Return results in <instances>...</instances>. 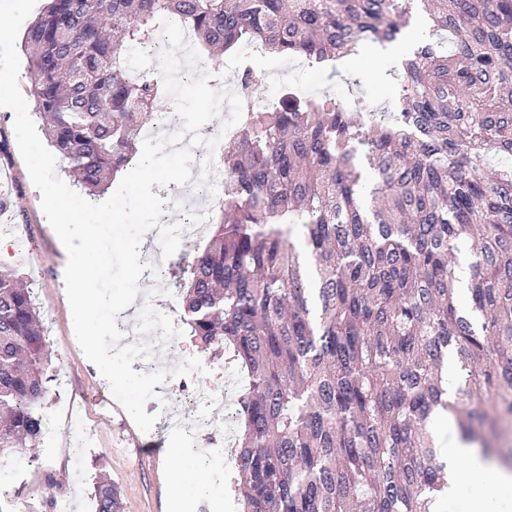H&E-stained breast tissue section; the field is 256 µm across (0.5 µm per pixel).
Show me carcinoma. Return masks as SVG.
I'll return each instance as SVG.
<instances>
[{"instance_id": "obj_1", "label": "carcinoma", "mask_w": 512, "mask_h": 512, "mask_svg": "<svg viewBox=\"0 0 512 512\" xmlns=\"http://www.w3.org/2000/svg\"><path fill=\"white\" fill-rule=\"evenodd\" d=\"M162 18L191 24L215 74L244 43L313 65L425 20L389 123H364L363 98L292 90L255 110L262 75H240L249 115L216 161L224 205L176 292L200 347L247 370L242 512H436L448 482L428 423L448 408V351L464 440L499 456L512 423V163L490 165L512 160V0H46L25 35L30 94L90 195L174 109L162 80L123 64ZM469 241L462 309L454 261ZM49 363L31 286L0 267V454L41 436ZM95 499L122 512L109 482Z\"/></svg>"}]
</instances>
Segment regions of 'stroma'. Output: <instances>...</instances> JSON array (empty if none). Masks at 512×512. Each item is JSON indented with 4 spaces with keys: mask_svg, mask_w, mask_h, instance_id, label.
<instances>
[{
    "mask_svg": "<svg viewBox=\"0 0 512 512\" xmlns=\"http://www.w3.org/2000/svg\"><path fill=\"white\" fill-rule=\"evenodd\" d=\"M401 60L386 55L368 54L337 70L324 63L299 68L297 60L282 59L268 67V78L256 87L253 97L269 99L275 89L293 88L300 95L316 98L322 94L347 97V79L358 82V90L374 110L397 109L396 79L391 72ZM0 191L9 198L5 213L15 232L31 242L34 253L9 251L0 264L17 268L34 287L41 308V319L48 343L52 367L66 372L65 385L49 383L43 401V430L37 444L25 453L0 460V512H12L17 498L30 502L31 512H52L55 498L64 495L71 501V512H95L94 486L100 480L116 485L122 494L123 512H167V487L164 480L166 453H142L140 444L160 440L171 445L175 440L168 423L171 417H184L189 402L181 395L165 394L151 399L147 413L158 420L150 432L132 440L136 426L127 412L110 399L108 382L83 354L69 318L65 287L67 252L41 208V194L33 185L20 155L14 132V114L0 108ZM202 236L182 239L178 251L169 257L163 276H141L139 286L151 297L157 310L179 318L181 308L175 292L174 271L193 245L202 244ZM199 358L203 373L193 386L221 393L226 376H242L238 363L192 346L188 336L176 338L163 354L151 360L134 361L137 372L172 370L187 357ZM75 403L89 439H82L76 426L67 424L60 410Z\"/></svg>",
    "mask_w": 512,
    "mask_h": 512,
    "instance_id": "1",
    "label": "stroma"
}]
</instances>
